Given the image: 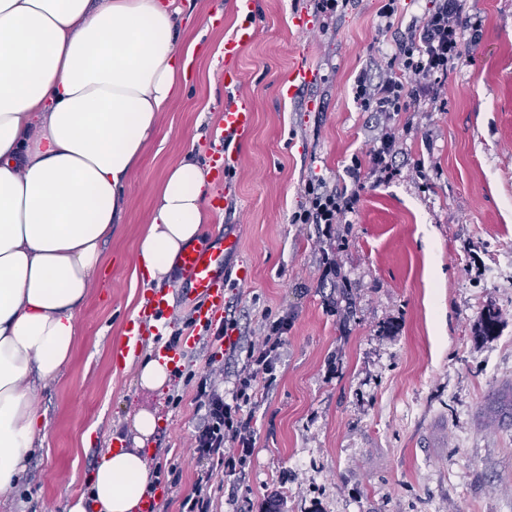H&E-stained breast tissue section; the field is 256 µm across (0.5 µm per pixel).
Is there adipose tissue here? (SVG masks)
<instances>
[{"instance_id":"ef3b65f1","label":"adipose tissue","mask_w":512,"mask_h":512,"mask_svg":"<svg viewBox=\"0 0 512 512\" xmlns=\"http://www.w3.org/2000/svg\"><path fill=\"white\" fill-rule=\"evenodd\" d=\"M173 0H0V500L42 434L35 383L55 380L159 115L186 84ZM193 151L158 187L137 252L162 283L211 223ZM153 477L138 449L104 453L69 512H136Z\"/></svg>"}]
</instances>
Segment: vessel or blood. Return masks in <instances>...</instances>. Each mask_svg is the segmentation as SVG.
Returning <instances> with one entry per match:
<instances>
[{
	"label": "vessel or blood",
	"mask_w": 512,
	"mask_h": 512,
	"mask_svg": "<svg viewBox=\"0 0 512 512\" xmlns=\"http://www.w3.org/2000/svg\"><path fill=\"white\" fill-rule=\"evenodd\" d=\"M237 8L244 21L235 37L224 44V68L221 77L225 86L238 82L236 57L240 47L255 36L252 26V0H237ZM253 127V111L248 101L240 99L224 107V124L216 129L215 157L221 167H231L236 161V145L246 138ZM237 237L224 235L205 247L191 246L178 257L179 282L189 294L194 295V316L199 323L216 322L226 302V263L229 255L239 252ZM169 308V293L165 290L151 292L138 317L129 323L122 343L113 349L112 359L117 365L127 360L159 334L158 322Z\"/></svg>",
	"instance_id": "b4317fda"
}]
</instances>
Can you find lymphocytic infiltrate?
<instances>
[{
  "label": "lymphocytic infiltrate",
  "instance_id": "f902f5d3",
  "mask_svg": "<svg viewBox=\"0 0 512 512\" xmlns=\"http://www.w3.org/2000/svg\"><path fill=\"white\" fill-rule=\"evenodd\" d=\"M458 3L441 0L418 34L396 39L389 62L374 64L356 77L353 99L361 111L400 112L408 100L421 95L442 97V86L422 85L416 78L447 68L456 56ZM303 194L305 202L292 216L296 224L337 223L359 200L358 190H339L320 179L306 182ZM287 331V317H279L267 325L263 338L249 345L232 397L224 395L223 364L209 363L200 375L194 401L201 419L191 448L204 466L196 473L191 493L181 495L180 512H213L212 493L219 476L242 471L252 457L256 435L241 410L251 401L255 384L272 386Z\"/></svg>",
  "mask_w": 512,
  "mask_h": 512
}]
</instances>
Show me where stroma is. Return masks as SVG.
<instances>
[{
    "label": "stroma",
    "instance_id": "stroma-1",
    "mask_svg": "<svg viewBox=\"0 0 512 512\" xmlns=\"http://www.w3.org/2000/svg\"><path fill=\"white\" fill-rule=\"evenodd\" d=\"M177 4L188 83L129 178L71 357L36 391L45 437L0 512H68L113 439L133 447L143 408L159 418L149 466L176 468L191 492L202 463L190 448L199 417L189 376L221 360L232 392L244 349L194 326L159 395L140 389L137 361L114 367L112 350L149 293L132 270L156 189L187 148L211 162L224 103L239 97L255 124L203 238L241 242L229 264L230 336L250 340L284 314L289 327L275 384L242 411L254 454L216 490L215 512H273V502L274 512H512V421L502 415L512 405V0H466L459 54L434 75L443 100L424 95L386 115L360 111L355 79L387 61L395 36L421 26L437 0H399L389 30L380 0H352L330 23L311 0H256L258 33L230 89L220 55L238 26L235 0ZM300 14L307 29L292 23ZM300 61L315 81L281 97ZM385 129L396 146L383 171L372 152ZM317 178L358 189V203L331 226L292 223ZM328 257L337 275L324 276ZM489 306L502 324L482 339L475 324Z\"/></svg>",
    "mask_w": 512,
    "mask_h": 512
}]
</instances>
